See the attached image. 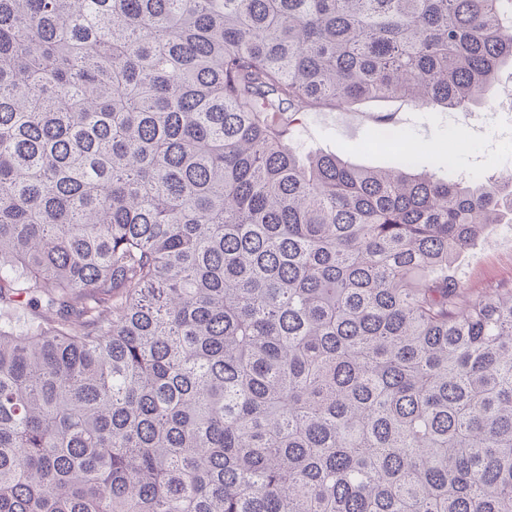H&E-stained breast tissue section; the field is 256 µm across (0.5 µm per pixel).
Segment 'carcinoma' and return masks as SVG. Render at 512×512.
<instances>
[{"label": "carcinoma", "instance_id": "cac0c4a2", "mask_svg": "<svg viewBox=\"0 0 512 512\" xmlns=\"http://www.w3.org/2000/svg\"><path fill=\"white\" fill-rule=\"evenodd\" d=\"M510 14L0 0V512H512V289L451 267L512 175L293 143L487 102Z\"/></svg>", "mask_w": 512, "mask_h": 512}]
</instances>
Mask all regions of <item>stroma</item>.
Returning <instances> with one entry per match:
<instances>
[{"label": "stroma", "mask_w": 512, "mask_h": 512, "mask_svg": "<svg viewBox=\"0 0 512 512\" xmlns=\"http://www.w3.org/2000/svg\"><path fill=\"white\" fill-rule=\"evenodd\" d=\"M487 98V110L417 108L400 98H384L310 111L297 121L294 141L306 154L329 153L362 168L383 169L395 164L394 154L367 143L386 124L419 148L426 168L477 181L512 170L511 64L501 67ZM453 267L465 287L512 288V224L496 225Z\"/></svg>", "instance_id": "obj_1"}]
</instances>
